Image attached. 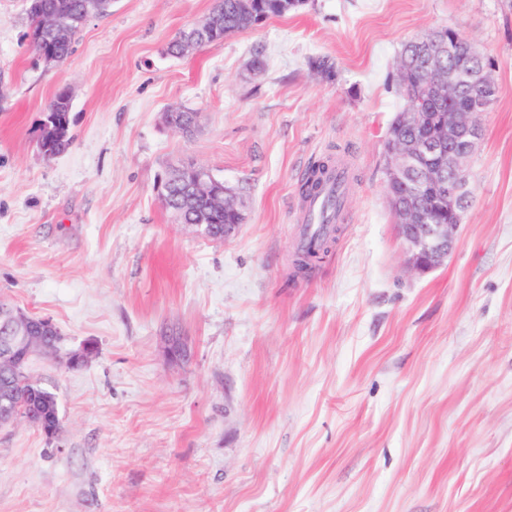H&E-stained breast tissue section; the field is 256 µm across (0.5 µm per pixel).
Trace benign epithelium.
Segmentation results:
<instances>
[{
  "instance_id": "obj_1",
  "label": "benign epithelium",
  "mask_w": 512,
  "mask_h": 512,
  "mask_svg": "<svg viewBox=\"0 0 512 512\" xmlns=\"http://www.w3.org/2000/svg\"><path fill=\"white\" fill-rule=\"evenodd\" d=\"M44 29L52 31L59 39L67 35L59 18L46 14L41 30L32 31L30 39H39ZM493 70L494 67L489 66L467 74L480 91L462 103L458 95L460 77L426 66L422 72L423 82L432 88L436 97L448 102V111L402 113L401 122L414 129L415 136L409 141L392 140L386 147L387 198L405 246V265L414 274L424 275L443 265L455 247L461 218L458 209L467 195L469 183L466 165L483 137L480 116L489 103ZM189 167L195 171L193 190L207 195L216 208L236 215V222L223 225L221 232V239H230L245 220L236 194L216 180L206 167L195 163ZM413 179L426 186L439 203L448 204V223H430L427 209L416 201L418 191L409 188ZM37 321L47 329L53 328L44 318L38 320L17 312L10 324L9 339L0 347V353L13 356L23 349L32 324Z\"/></svg>"
}]
</instances>
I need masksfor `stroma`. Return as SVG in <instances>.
Segmentation results:
<instances>
[{
    "label": "stroma",
    "instance_id": "stroma-1",
    "mask_svg": "<svg viewBox=\"0 0 512 512\" xmlns=\"http://www.w3.org/2000/svg\"><path fill=\"white\" fill-rule=\"evenodd\" d=\"M212 5L112 0L48 65L26 0H0V304L58 328L28 374L62 422L52 441L0 424V512H512V0H306L170 56ZM448 26L496 61L499 94L456 250L415 276L386 197L390 78ZM63 89L72 144L49 160ZM176 108L193 136L165 125ZM329 155L351 171L345 220L299 274V180ZM181 160L236 192L230 240L161 204ZM89 342L86 366L60 363Z\"/></svg>",
    "mask_w": 512,
    "mask_h": 512
}]
</instances>
